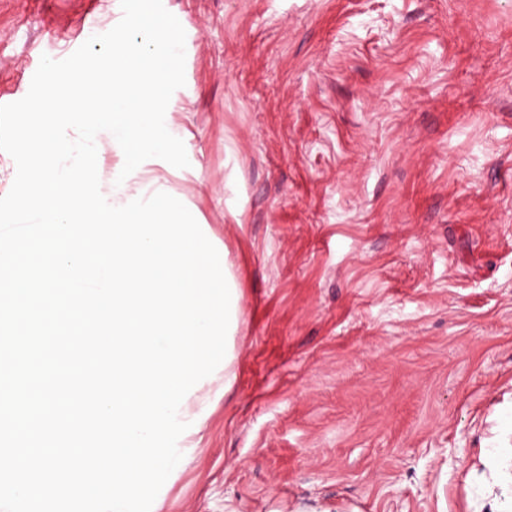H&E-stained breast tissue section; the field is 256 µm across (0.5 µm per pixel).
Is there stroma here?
Listing matches in <instances>:
<instances>
[{"label": "stroma", "instance_id": "1", "mask_svg": "<svg viewBox=\"0 0 512 512\" xmlns=\"http://www.w3.org/2000/svg\"><path fill=\"white\" fill-rule=\"evenodd\" d=\"M153 165L227 245L236 378L154 512H475L512 498V0H163ZM120 0H0V102Z\"/></svg>", "mask_w": 512, "mask_h": 512}]
</instances>
